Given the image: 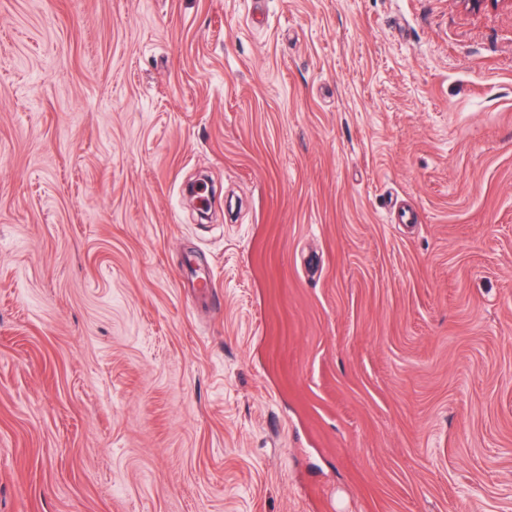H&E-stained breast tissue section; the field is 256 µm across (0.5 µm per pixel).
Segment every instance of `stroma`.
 <instances>
[{"mask_svg": "<svg viewBox=\"0 0 512 512\" xmlns=\"http://www.w3.org/2000/svg\"><path fill=\"white\" fill-rule=\"evenodd\" d=\"M338 504L512 512V9L0 0V512Z\"/></svg>", "mask_w": 512, "mask_h": 512, "instance_id": "1", "label": "stroma"}]
</instances>
